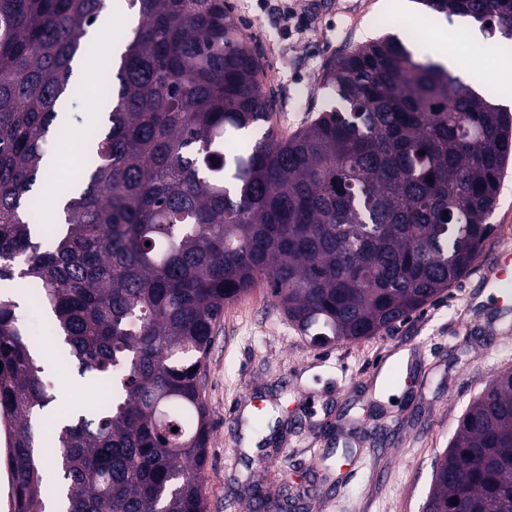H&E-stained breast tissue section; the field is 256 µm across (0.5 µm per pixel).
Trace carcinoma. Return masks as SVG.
Wrapping results in <instances>:
<instances>
[{
  "instance_id": "cac0c4a2",
  "label": "carcinoma",
  "mask_w": 512,
  "mask_h": 512,
  "mask_svg": "<svg viewBox=\"0 0 512 512\" xmlns=\"http://www.w3.org/2000/svg\"><path fill=\"white\" fill-rule=\"evenodd\" d=\"M421 2L512 37V0ZM126 6L138 22L119 32L103 118L85 124L80 175L47 231L32 186L107 0H0V284L31 289L77 375L117 382L56 421L46 481L38 422L53 395L0 292L12 512L61 497L64 512H207L201 373L225 307L266 282L311 345L367 339L465 276L496 232L512 113L399 38L330 61L323 84L344 108L282 136L224 0ZM425 512H512L511 372L463 414Z\"/></svg>"
}]
</instances>
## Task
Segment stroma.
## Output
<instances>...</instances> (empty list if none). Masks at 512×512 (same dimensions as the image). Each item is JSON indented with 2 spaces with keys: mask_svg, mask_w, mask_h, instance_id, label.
Instances as JSON below:
<instances>
[{
  "mask_svg": "<svg viewBox=\"0 0 512 512\" xmlns=\"http://www.w3.org/2000/svg\"><path fill=\"white\" fill-rule=\"evenodd\" d=\"M250 37L277 101L278 133L299 129L326 105L327 62L383 34L423 25L410 40L419 56L455 18L401 0H224ZM454 45L459 77L480 75L482 93L512 106V85L496 67L512 58V39L467 21ZM96 87L69 109L70 139L60 145L66 181H75L82 124L98 102ZM497 230L482 254L512 251V170L490 217ZM471 270L422 313L358 342L315 347L258 289L225 307L201 378L211 435L202 478L207 512H248L257 494L300 492L302 512H422L433 465L468 405L494 376L512 372V326L492 323L495 302H479ZM41 359L55 396L43 433L71 410L94 406L107 383H86L63 370L52 339ZM408 355L406 364L395 354Z\"/></svg>",
  "mask_w": 512,
  "mask_h": 512,
  "instance_id": "35a3bbf8",
  "label": "stroma"
}]
</instances>
